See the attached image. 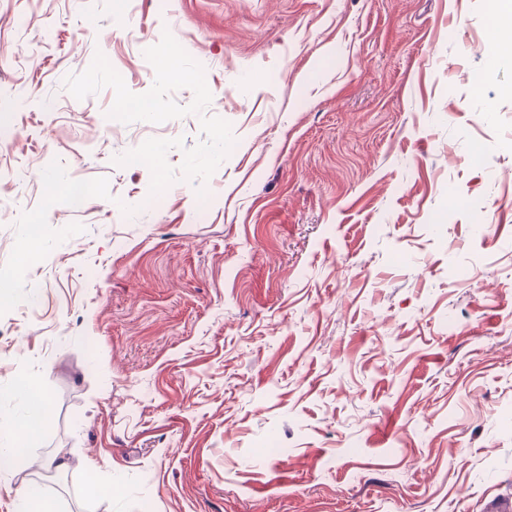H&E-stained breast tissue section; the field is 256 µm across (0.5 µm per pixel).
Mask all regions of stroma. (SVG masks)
<instances>
[{"mask_svg": "<svg viewBox=\"0 0 512 512\" xmlns=\"http://www.w3.org/2000/svg\"><path fill=\"white\" fill-rule=\"evenodd\" d=\"M493 0H0V266L60 161L110 199L0 315V454L57 512H494L512 502V54ZM170 31L235 146L150 198L125 124L66 89L103 53L136 94ZM136 207L124 216L121 205ZM64 460L68 470L52 469ZM30 394L27 398L26 423L23 428L30 432L36 427L45 428L51 421V403L45 395L35 396Z\"/></svg>", "mask_w": 512, "mask_h": 512, "instance_id": "obj_1", "label": "stroma"}]
</instances>
